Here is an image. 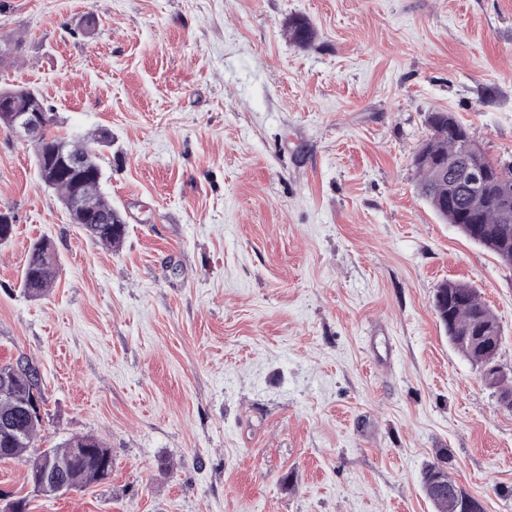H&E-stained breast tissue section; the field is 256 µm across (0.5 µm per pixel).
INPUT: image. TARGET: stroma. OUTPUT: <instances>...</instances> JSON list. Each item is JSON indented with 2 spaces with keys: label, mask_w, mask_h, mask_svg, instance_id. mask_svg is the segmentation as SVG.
<instances>
[{
  "label": "stroma",
  "mask_w": 512,
  "mask_h": 512,
  "mask_svg": "<svg viewBox=\"0 0 512 512\" xmlns=\"http://www.w3.org/2000/svg\"><path fill=\"white\" fill-rule=\"evenodd\" d=\"M0 36L21 43L0 87L60 133L111 131L124 220L95 244L0 128V365L40 373L37 447L112 451L109 479L56 497L0 461V512H435L441 457L512 512V413L433 308L442 282L477 288L512 376V268L435 215L413 165L436 111L512 163V0H0ZM56 255L48 240L32 243L22 276V288L33 298L41 297L52 286Z\"/></svg>",
  "instance_id": "stroma-1"
}]
</instances>
